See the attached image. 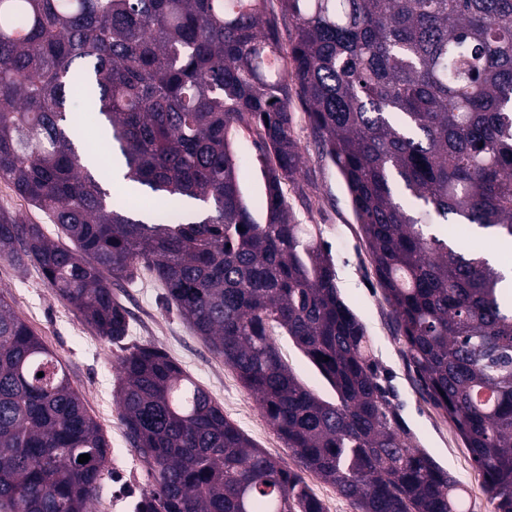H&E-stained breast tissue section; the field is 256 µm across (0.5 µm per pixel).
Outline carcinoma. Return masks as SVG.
I'll return each mask as SVG.
<instances>
[{"label":"carcinoma","instance_id":"obj_1","mask_svg":"<svg viewBox=\"0 0 512 512\" xmlns=\"http://www.w3.org/2000/svg\"><path fill=\"white\" fill-rule=\"evenodd\" d=\"M267 3L0 0V180L70 241L1 211L0 260L38 268L112 343L129 332L112 284L149 270L296 462L256 446L164 351L135 345L115 398L155 485L132 512H327L304 472L357 512H465L460 480L407 443L328 251L292 218L295 84L421 390L494 512H512V288L433 231L452 222L512 243V0H280L286 47ZM240 124L259 151L261 222L238 176ZM88 125L170 217L139 218L85 167ZM279 331L336 401L299 381ZM108 455L65 367L0 292V512H92Z\"/></svg>","mask_w":512,"mask_h":512}]
</instances>
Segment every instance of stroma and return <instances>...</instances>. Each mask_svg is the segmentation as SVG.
<instances>
[{"label": "stroma", "instance_id": "stroma-1", "mask_svg": "<svg viewBox=\"0 0 512 512\" xmlns=\"http://www.w3.org/2000/svg\"><path fill=\"white\" fill-rule=\"evenodd\" d=\"M289 109L293 136L302 156L298 186L288 192L295 222L312 225L318 241L329 251L340 295L367 328L372 355L409 444L425 449L438 464L458 477L466 491L467 512H492L490 494L461 438L421 392L416 373L394 330L391 308L374 276L346 185L314 140L298 87L290 89ZM253 139L252 132L244 127L238 128L234 139L240 183L251 204L261 195L260 173L253 161L257 154ZM0 291L57 355L72 387L116 450L93 512H131V502L154 484L153 476L125 436L113 401L118 359L134 345L161 348L211 392L225 416L259 448L284 464H291L288 448L262 417L256 399L168 306L163 289L148 271H141L135 282H123L112 288L117 301L129 313V336L118 345L97 336L76 311L58 300L35 267L20 271L10 262L0 260ZM276 341L299 380L321 398L335 400V392L291 340L280 334Z\"/></svg>", "mask_w": 512, "mask_h": 512}]
</instances>
